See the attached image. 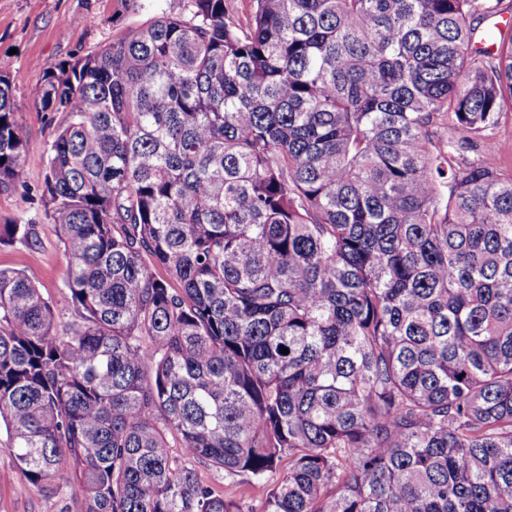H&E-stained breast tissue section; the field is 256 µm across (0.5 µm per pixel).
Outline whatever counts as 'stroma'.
Masks as SVG:
<instances>
[{"mask_svg":"<svg viewBox=\"0 0 512 512\" xmlns=\"http://www.w3.org/2000/svg\"><path fill=\"white\" fill-rule=\"evenodd\" d=\"M185 0H0V59L9 60L17 118L28 141L22 161L25 190L0 193V224L35 223L38 247L0 245V268L18 269L57 308L60 322L72 319L64 301L68 260L35 193L47 165V149L59 118L41 111L38 93L44 69L99 50L162 13L178 14ZM79 502L54 487L38 489L16 470L5 426L0 425V512H78Z\"/></svg>","mask_w":512,"mask_h":512,"instance_id":"stroma-1","label":"stroma"}]
</instances>
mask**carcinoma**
Here are the masks:
<instances>
[{
	"mask_svg": "<svg viewBox=\"0 0 512 512\" xmlns=\"http://www.w3.org/2000/svg\"><path fill=\"white\" fill-rule=\"evenodd\" d=\"M501 2L250 0L242 26L187 0L45 68L73 321L0 269L29 483L243 512L205 464L260 512H512V29L476 39ZM16 112L0 68V193L26 188ZM497 142L502 159L501 173L510 177L512 174V121L510 117L502 123L498 130ZM197 469L200 480L213 490L218 493H224V495L231 498L242 499V505L245 511H247L248 508L250 510L251 506L256 507V510H258V503L244 495L245 486L241 483L242 480L240 478H236L234 481L224 479V472L205 465H198Z\"/></svg>",
	"mask_w": 512,
	"mask_h": 512,
	"instance_id": "1",
	"label": "carcinoma"
}]
</instances>
